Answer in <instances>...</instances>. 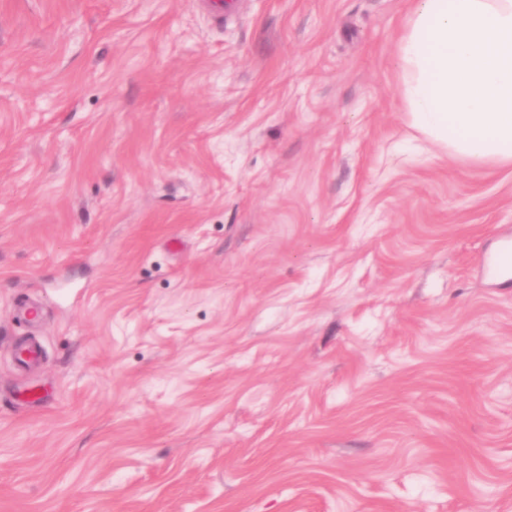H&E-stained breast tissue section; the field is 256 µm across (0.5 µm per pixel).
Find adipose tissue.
Here are the masks:
<instances>
[{
  "label": "adipose tissue",
  "mask_w": 512,
  "mask_h": 512,
  "mask_svg": "<svg viewBox=\"0 0 512 512\" xmlns=\"http://www.w3.org/2000/svg\"><path fill=\"white\" fill-rule=\"evenodd\" d=\"M401 60L417 125L459 156L512 161V0H417Z\"/></svg>",
  "instance_id": "obj_1"
}]
</instances>
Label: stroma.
<instances>
[{"mask_svg":"<svg viewBox=\"0 0 512 512\" xmlns=\"http://www.w3.org/2000/svg\"><path fill=\"white\" fill-rule=\"evenodd\" d=\"M230 2L0 0V512H512V163L415 0Z\"/></svg>","mask_w":512,"mask_h":512,"instance_id":"1","label":"stroma"}]
</instances>
